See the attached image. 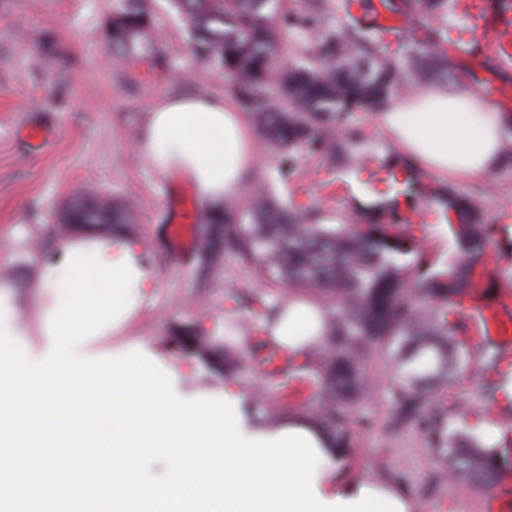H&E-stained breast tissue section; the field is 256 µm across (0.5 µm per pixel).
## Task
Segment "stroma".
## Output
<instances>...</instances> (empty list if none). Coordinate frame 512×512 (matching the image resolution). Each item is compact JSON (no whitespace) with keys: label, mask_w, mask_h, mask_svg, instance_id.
I'll return each mask as SVG.
<instances>
[{"label":"stroma","mask_w":512,"mask_h":512,"mask_svg":"<svg viewBox=\"0 0 512 512\" xmlns=\"http://www.w3.org/2000/svg\"><path fill=\"white\" fill-rule=\"evenodd\" d=\"M475 8L450 14L480 41L470 71L458 81L480 89L504 112L512 113V62L485 42L488 20ZM116 0H0V276L14 282L12 312L33 321L39 263L52 254L55 230L79 196L105 197L135 209L131 237L148 248L157 288L148 291L124 330L86 339L85 359L140 352L175 375L188 399L224 396L233 387L245 406L264 415L279 394V380L249 362L232 377L179 348L187 332L234 336L243 323L262 322L265 303L286 297L285 289L263 285L256 265L223 256L201 281L195 248H174L167 235L179 207L194 199L192 186L157 174L138 159L135 144L154 102L170 92L233 94L221 69L196 56L186 21L168 0H146L155 34L135 57L113 55L106 34ZM336 132L352 139V153L376 167L396 151L377 113L348 112ZM506 163L479 181H456L457 192L476 197L496 233L476 277L473 297L457 318L472 346L495 344V368L482 364L435 389L433 400L449 427H466L503 459L495 484L482 486L450 475L425 432L396 423L390 403L395 384L387 356L370 367L371 386L352 411L353 444L340 471L346 477L397 487L420 512H512V125L506 129ZM259 161L245 180L246 190L270 187L285 204L320 210L327 223L356 221L354 199H370L367 184L341 178L338 165L320 152L298 149L295 168L283 165V149L259 138ZM421 220L413 234L438 267H446L455 242L435 201L418 204ZM495 383L487 394V383Z\"/></svg>","instance_id":"obj_1"}]
</instances>
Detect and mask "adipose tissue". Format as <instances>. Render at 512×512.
Returning <instances> with one entry per match:
<instances>
[{"label": "adipose tissue", "instance_id": "adipose-tissue-1", "mask_svg": "<svg viewBox=\"0 0 512 512\" xmlns=\"http://www.w3.org/2000/svg\"><path fill=\"white\" fill-rule=\"evenodd\" d=\"M380 120L391 139L430 175L470 179L489 176L504 162V133L512 124V114L500 111L466 85H433L400 97L392 109L381 113ZM136 153L157 173L186 178L199 201L209 205L242 194L244 174L257 161L258 141L245 113L230 98L174 92L150 107ZM76 248L100 251L107 263L129 257L139 274L131 289L135 302H142L147 290L157 284L140 241L101 237L92 232L59 237L52 259L43 263L39 272V331L47 329L46 317L57 302L54 291L62 276L61 268L70 250ZM321 317L315 305L290 303L271 334L289 350L300 351L307 337L319 333ZM286 427L309 433L323 455L316 486L324 499L359 498L367 485L362 480L343 479L339 472V463L346 456L343 448L306 417H293Z\"/></svg>", "mask_w": 512, "mask_h": 512}]
</instances>
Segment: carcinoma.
<instances>
[{
  "label": "carcinoma",
  "instance_id": "cac0c4a2",
  "mask_svg": "<svg viewBox=\"0 0 512 512\" xmlns=\"http://www.w3.org/2000/svg\"><path fill=\"white\" fill-rule=\"evenodd\" d=\"M188 24L194 52L221 67L235 87L242 108L255 114L263 134L293 155L308 147L330 157L348 152L349 141L329 131L336 114L382 109L404 84V70L418 82L446 80L454 64L444 46L450 38L448 0H380L390 14L410 24L422 17L419 33L397 43L389 54L393 27L348 19L326 26L321 0L300 12L288 0H170ZM303 32L315 49L284 71L274 69L285 29ZM151 17L143 0H119L112 16V51L129 54L150 39ZM379 169L403 170L406 176L367 202L356 204V224H321L310 211L298 212L266 192L250 201L252 224L237 222L230 201L203 213L200 265L206 269L226 253L259 264L264 283L284 285L323 311V334L309 337L301 352L288 354L279 368L283 395L298 373L310 372L321 409L316 420L347 448L352 443L348 419L366 391L373 358L393 355L398 378L392 401L398 419L423 428L436 444L448 448L451 470L479 483H490L499 457L484 445L444 433L437 424L429 390L467 370L472 351L458 339L463 327L448 318V305L473 286L472 277L495 228L483 220L479 202L445 188L433 193L456 240L454 261L438 270L420 247L408 216L417 197L430 191L421 177L396 154ZM71 224H110L122 234L131 210L100 199L75 201ZM279 300L265 311L268 332L284 313ZM247 353L219 345L224 370L238 371L245 356L267 360L272 344L246 337ZM303 358L297 364V358Z\"/></svg>",
  "mask_w": 512,
  "mask_h": 512
}]
</instances>
